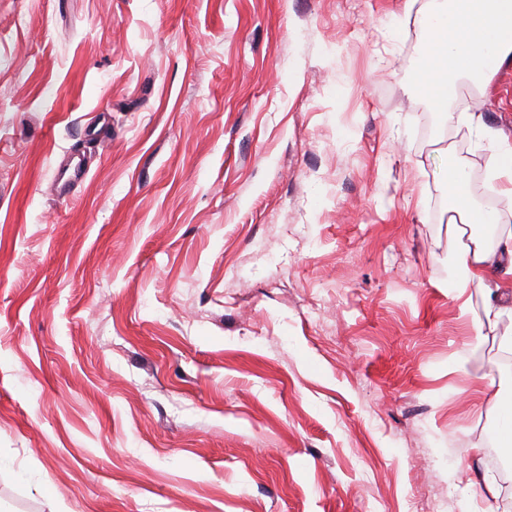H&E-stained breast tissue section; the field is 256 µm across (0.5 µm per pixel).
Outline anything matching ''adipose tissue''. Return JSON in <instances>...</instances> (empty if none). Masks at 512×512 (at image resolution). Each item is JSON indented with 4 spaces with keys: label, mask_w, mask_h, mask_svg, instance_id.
<instances>
[{
    "label": "adipose tissue",
    "mask_w": 512,
    "mask_h": 512,
    "mask_svg": "<svg viewBox=\"0 0 512 512\" xmlns=\"http://www.w3.org/2000/svg\"><path fill=\"white\" fill-rule=\"evenodd\" d=\"M415 20L427 36L420 72L437 106H446L457 75L478 83L512 59V0H445L443 7ZM499 221L497 213L475 209L467 196L459 197L449 222L460 243L448 258L449 280L457 291L484 284L492 268L512 271V232L500 236L493 248L470 232L472 225Z\"/></svg>",
    "instance_id": "adipose-tissue-1"
}]
</instances>
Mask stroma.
Here are the masks:
<instances>
[{"label": "stroma", "mask_w": 512, "mask_h": 512, "mask_svg": "<svg viewBox=\"0 0 512 512\" xmlns=\"http://www.w3.org/2000/svg\"><path fill=\"white\" fill-rule=\"evenodd\" d=\"M430 6L0 0V512L512 504L447 176L512 226V63L435 111ZM492 176L494 178L506 177L512 182V145L509 142L500 141L493 155ZM481 442H476L469 448V469L474 474L476 483L482 486L483 492L487 498L497 500L500 497L501 489L494 477L488 475L481 470L480 465L482 462L481 451L483 449Z\"/></svg>", "instance_id": "35a3bbf8"}]
</instances>
